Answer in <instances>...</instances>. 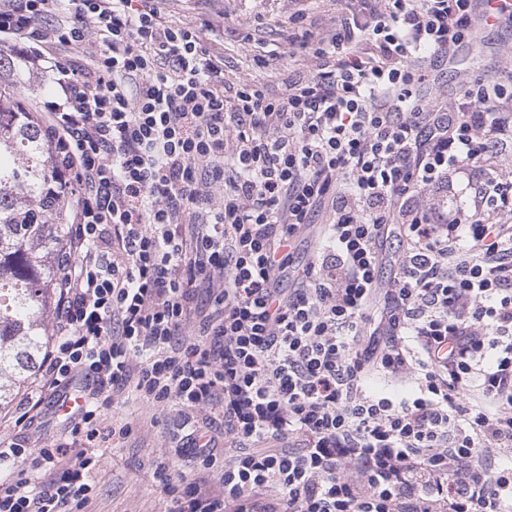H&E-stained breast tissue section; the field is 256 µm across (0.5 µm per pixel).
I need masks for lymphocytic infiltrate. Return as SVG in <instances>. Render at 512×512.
Instances as JSON below:
<instances>
[{
    "label": "lymphocytic infiltrate",
    "mask_w": 512,
    "mask_h": 512,
    "mask_svg": "<svg viewBox=\"0 0 512 512\" xmlns=\"http://www.w3.org/2000/svg\"><path fill=\"white\" fill-rule=\"evenodd\" d=\"M166 2L0 0V40L58 88L73 199L14 423L79 401L70 445L0 448L24 465L0 512H88L122 393L224 420L192 425L190 475L153 460L170 512H512V181L484 167L512 75L430 103L473 0L350 8L276 95L225 80L223 15ZM458 173L472 211L421 204Z\"/></svg>",
    "instance_id": "1"
}]
</instances>
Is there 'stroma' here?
I'll return each mask as SVG.
<instances>
[{
  "instance_id": "35a3bbf8",
  "label": "stroma",
  "mask_w": 512,
  "mask_h": 512,
  "mask_svg": "<svg viewBox=\"0 0 512 512\" xmlns=\"http://www.w3.org/2000/svg\"><path fill=\"white\" fill-rule=\"evenodd\" d=\"M224 15V76L235 82L256 79L280 88L287 79L313 67L309 49L290 47L288 37L305 30L326 32L339 24L342 0H176L174 15L201 21ZM104 426L131 424L129 437L103 442L94 470L90 512H167L170 502L152 478L159 448L171 453L175 468L190 473L193 463L178 453L184 435L176 412H153L140 402L118 396L102 415Z\"/></svg>"
}]
</instances>
